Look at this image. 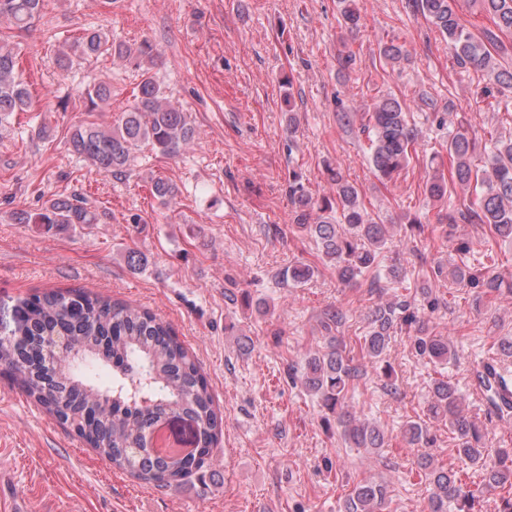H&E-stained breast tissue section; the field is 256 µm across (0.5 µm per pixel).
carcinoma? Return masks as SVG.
Segmentation results:
<instances>
[{"mask_svg":"<svg viewBox=\"0 0 512 512\" xmlns=\"http://www.w3.org/2000/svg\"><path fill=\"white\" fill-rule=\"evenodd\" d=\"M43 0H0V21L26 30L39 15ZM494 28L476 36L462 23L457 0H410L409 8L448 39V51L460 68L482 73L497 93L512 92V70L498 56L500 35H512V0H477ZM339 24L351 35L360 31L363 17L357 0H340ZM379 56L394 65L408 60L403 46L392 38L378 46ZM124 60L140 72L134 100L119 111L108 127L95 123L73 126L71 151L101 171L122 176L130 170L134 154L147 144L159 154L176 156L196 139L187 113L174 106L155 78L160 57L149 40L114 42L101 29H85L65 42L57 64L70 67L76 59L100 57ZM20 47L10 36L0 35V129L23 112H31V93L19 77ZM86 111L110 104L112 90L104 84L85 92ZM362 132L371 134L370 158L385 183L394 181L411 160L419 156V130L399 99L387 96L367 112ZM432 169L423 191L445 214L439 223L447 235L458 224H484L487 240L512 238V138L489 136L477 146L469 127L459 123L442 150L427 159ZM335 195L313 198L298 179L288 182V201L296 226L314 238L321 254L346 286L367 283L368 294L382 292L385 284L404 282L411 270L402 262L381 269L380 256L387 244V225L378 223L360 201V191L339 169H330ZM470 195V204L452 209L448 199L456 189ZM151 193L168 207L178 188L168 180H151ZM105 213L88 206L78 195L59 196L34 213L20 211L21 224H39L54 232L74 224H99ZM437 278H448L461 288H472L476 301L499 294L503 279L485 264L437 266ZM368 333L359 338L361 349L381 364L384 387L398 390L394 369L384 362L392 333L413 331L415 353L435 365H449L458 354L452 339L431 331L424 314L408 300L378 302L369 306ZM344 312L331 307L324 312L326 332L322 349L305 360L301 385L337 413L340 436L352 448L366 451L387 446L375 425L344 410L347 394L361 377L360 368L343 355L334 331ZM64 352V365L48 370V349ZM0 368L49 416L77 431V435L112 466L128 471L146 484L181 487L203 474L210 450L223 434V419L215 411L208 385L195 360L171 326L152 311L83 290L47 291L20 298L9 318L0 324ZM471 387L502 421L512 419V379L490 361L474 358ZM428 416L446 427L458 440L456 455L462 465L476 468L482 481L473 489L463 480V469L433 465L430 455L417 461L419 475L430 487L429 512H481L480 493L504 491L498 512H512V447L489 445L488 431L466 410L464 393L450 378L432 381ZM166 417L184 418L197 426L199 457L173 461L160 451L141 446L142 435ZM402 436L410 447L429 448L434 443L424 420H409ZM388 485L372 480L353 485L343 503L344 512H387Z\"/></svg>","mask_w":512,"mask_h":512,"instance_id":"carcinoma-1","label":"carcinoma"}]
</instances>
